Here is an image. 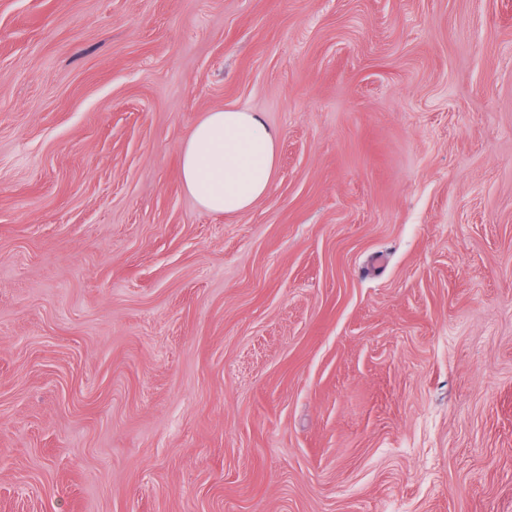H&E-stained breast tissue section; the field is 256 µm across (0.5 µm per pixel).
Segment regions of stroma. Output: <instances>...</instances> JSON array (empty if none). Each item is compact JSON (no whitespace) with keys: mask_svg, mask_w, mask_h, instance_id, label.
<instances>
[{"mask_svg":"<svg viewBox=\"0 0 512 512\" xmlns=\"http://www.w3.org/2000/svg\"><path fill=\"white\" fill-rule=\"evenodd\" d=\"M0 512H512V0H0ZM278 140L277 130L257 112L238 107L206 112L183 143L182 184L209 212H243L269 190Z\"/></svg>","mask_w":512,"mask_h":512,"instance_id":"stroma-1","label":"stroma"}]
</instances>
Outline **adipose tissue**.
<instances>
[{"label": "adipose tissue", "mask_w": 512, "mask_h": 512, "mask_svg": "<svg viewBox=\"0 0 512 512\" xmlns=\"http://www.w3.org/2000/svg\"><path fill=\"white\" fill-rule=\"evenodd\" d=\"M278 140L277 130L259 113L238 107L208 112L183 143L182 184L209 212H243L269 190Z\"/></svg>", "instance_id": "1"}]
</instances>
